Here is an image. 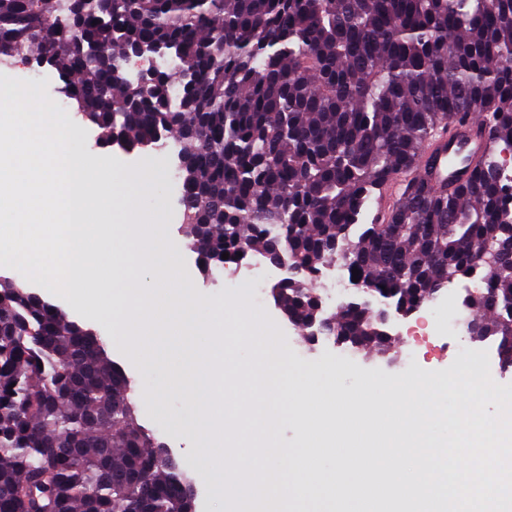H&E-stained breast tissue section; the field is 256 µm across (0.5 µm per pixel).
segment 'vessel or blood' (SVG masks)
I'll return each instance as SVG.
<instances>
[{"label":"vessel or blood","instance_id":"b4317fda","mask_svg":"<svg viewBox=\"0 0 512 512\" xmlns=\"http://www.w3.org/2000/svg\"><path fill=\"white\" fill-rule=\"evenodd\" d=\"M489 146L487 133L480 115H470L454 125L447 135L429 141L422 152V174L434 189L453 186L463 177L458 164L459 154L472 158L485 156Z\"/></svg>","mask_w":512,"mask_h":512}]
</instances>
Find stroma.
Segmentation results:
<instances>
[{"label":"stroma","instance_id":"1","mask_svg":"<svg viewBox=\"0 0 512 512\" xmlns=\"http://www.w3.org/2000/svg\"><path fill=\"white\" fill-rule=\"evenodd\" d=\"M72 134L79 148V163L89 176V199L104 193L96 175L105 172L115 183L125 182L132 174L149 171L155 175V189L151 197L142 201L145 235L180 240L184 237L179 178L175 164L158 151H127L121 147L101 149L96 145L98 130L81 118H73ZM271 264L262 256L246 260L239 270L211 279L199 268L196 253L182 249L175 263V288L193 289L198 296L219 303L239 291L250 297L254 322L231 346L232 357L244 364L264 356L267 368L277 369L285 364L301 367L317 378L335 375L332 387L341 400L353 398L361 386L372 388L385 397L413 382L419 369L446 371L458 367L467 350L480 349V342L470 340L467 334L446 337L449 324L465 319L469 311L461 299L469 291L470 283L458 281L457 303H449L447 294L430 302L423 312L437 325L439 334L432 338L411 334L412 319H398L391 325L394 338L392 350L380 353H348L336 349L327 339L310 341L306 335L288 323L275 303L271 289L275 283ZM30 292L57 305L69 320L94 329L108 345L109 356L133 381L139 423L162 442L189 477L195 490V512H224L223 498L209 491L211 463L206 455L200 429L201 401L191 399L170 385L169 361H189L191 353L184 339L173 338L165 362L142 360L137 351V340L132 336L113 333L112 317L90 306L76 307L61 300L36 284H29ZM447 347V355H439L437 347Z\"/></svg>","mask_w":512,"mask_h":512}]
</instances>
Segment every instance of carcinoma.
<instances>
[{"mask_svg": "<svg viewBox=\"0 0 512 512\" xmlns=\"http://www.w3.org/2000/svg\"><path fill=\"white\" fill-rule=\"evenodd\" d=\"M146 46L164 56L144 78L112 73L111 51ZM24 48L59 72L100 147L174 148L207 275L282 253L297 272L274 288L298 329L336 260L404 309L479 275L467 328L512 367V184L497 160L512 152V0H0V63ZM465 112L483 114L491 151L435 191L420 148ZM398 172L413 178L396 206L362 223ZM337 326L358 349L391 346L359 304ZM157 447L105 341L0 282V512H186Z\"/></svg>", "mask_w": 512, "mask_h": 512, "instance_id": "carcinoma-1", "label": "carcinoma"}]
</instances>
